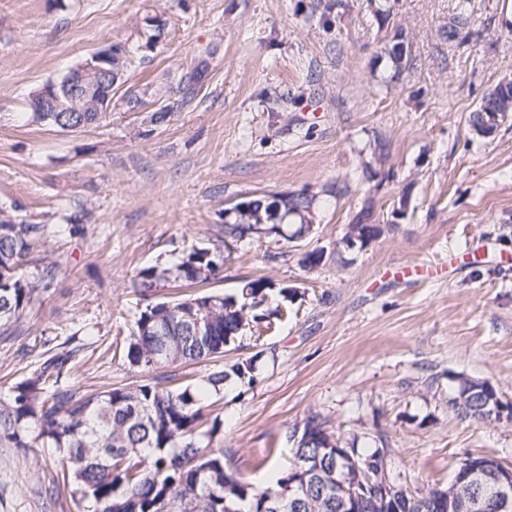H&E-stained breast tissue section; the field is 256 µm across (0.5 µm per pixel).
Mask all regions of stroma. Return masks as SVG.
<instances>
[{"instance_id": "35a3bbf8", "label": "stroma", "mask_w": 512, "mask_h": 512, "mask_svg": "<svg viewBox=\"0 0 512 512\" xmlns=\"http://www.w3.org/2000/svg\"><path fill=\"white\" fill-rule=\"evenodd\" d=\"M503 4L0 0V210L44 225L31 259L57 268L0 337V398L61 349L78 351L66 383L81 392L141 381L122 357L139 269L226 244L209 292L259 277L298 291V315L244 330L223 360L172 369L183 383L262 352L252 388L230 380L207 400L241 478L286 469L311 414L345 447L372 450L384 432L412 492L446 487L466 453L512 466V424L448 408L459 377L512 401V120L489 138L468 122L512 75ZM462 16L468 41H448ZM112 44L127 63L100 123L32 122V94ZM203 56L208 76L183 103L177 87ZM159 102L172 107L161 123ZM284 192L314 197L309 237L225 243L226 209ZM365 215L382 234L341 251ZM314 248L326 258L308 271ZM61 457L0 445V512H79Z\"/></svg>"}]
</instances>
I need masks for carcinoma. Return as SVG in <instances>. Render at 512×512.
Here are the masks:
<instances>
[{
	"instance_id": "1",
	"label": "carcinoma",
	"mask_w": 512,
	"mask_h": 512,
	"mask_svg": "<svg viewBox=\"0 0 512 512\" xmlns=\"http://www.w3.org/2000/svg\"><path fill=\"white\" fill-rule=\"evenodd\" d=\"M512 112V98L492 89L470 113L475 126L489 112ZM100 120L95 112H57L64 125H91ZM314 200L288 194V213L294 230L286 234L277 224L264 227L267 236L290 242L312 232L305 219ZM273 217L266 197L253 199L250 209L240 213V223L224 225V238L235 242L258 237L252 225ZM44 225L11 219L0 221V335L9 336L26 309L46 289L55 275L48 264L41 273H25L28 257L42 240ZM219 246L192 249L172 265L154 264L140 269L133 287L141 309L132 333L126 338L123 359L132 370L150 371L160 366L200 362L224 355L246 326L264 323L271 328L288 315V304L297 297L294 288H273V281L258 278L244 282L235 293L194 294L186 298L160 300L157 288L169 282L204 285L224 266ZM197 315L208 331L200 335L189 322ZM259 351L231 365H220L199 383L171 389L161 380L82 394L62 385V378L76 366V352L61 351L46 358L38 370L14 383L7 399H0V442L10 448L41 445L63 451L71 494L77 503L91 502L94 512H342L336 495L326 489L324 479L346 474L347 462L336 455L337 441L327 421L316 414L302 423L307 440L292 449L290 469L308 474L312 495L298 509L284 499L289 472L274 473L257 487L226 466V451L220 445L224 420H205V391H219L234 379L253 386L258 379ZM504 408L497 389L487 381L460 378L448 399V409L462 419L495 421L491 410ZM380 446L368 453L352 443L348 453L360 462H379L387 437L379 433ZM448 495L459 501L461 512H473L464 504V493L449 481L444 489L407 494L405 512H430L429 495Z\"/></svg>"
}]
</instances>
